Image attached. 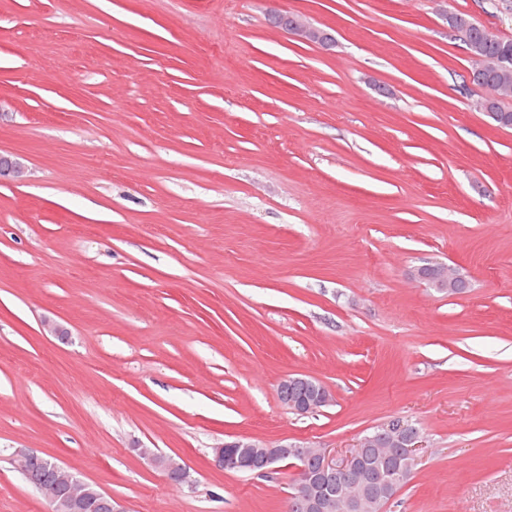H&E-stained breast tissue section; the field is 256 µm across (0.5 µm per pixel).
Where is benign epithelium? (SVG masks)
<instances>
[{"instance_id":"benign-epithelium-1","label":"benign epithelium","mask_w":512,"mask_h":512,"mask_svg":"<svg viewBox=\"0 0 512 512\" xmlns=\"http://www.w3.org/2000/svg\"><path fill=\"white\" fill-rule=\"evenodd\" d=\"M273 27L280 29L296 38L329 47L333 44V36L327 31L314 26L304 16L296 13L278 14L275 16ZM418 275L433 287L450 295H459L464 291L467 280L458 269L442 263L426 265L418 270ZM322 382L307 375L290 376L279 384V391H292L299 387L309 388L314 395H288L282 405L298 414L313 413L330 404L332 394L326 388H321ZM421 429L410 426L402 421H395L385 430L373 437L361 439L357 446L342 457H336L325 448H312L304 442H286L269 446L260 439L250 436H235L212 448L213 464L227 472L251 471L257 462H262L265 471H270L272 461L286 455L301 462L297 466V474L302 478L301 492L293 496L292 506L296 512H324L326 500L316 492V482L322 478L336 476H351L342 497L346 502L356 507L368 489V483L361 475L362 462L367 449L378 448L384 441H392L401 449L403 459L407 464L415 466L418 463L417 451L421 447ZM139 456L152 467L166 475H187L184 465L172 457L158 454L150 448L138 449ZM20 470L27 482L39 491L58 510L60 504H65L70 512H81L85 503L94 498L100 505L106 507V512H125L124 506L112 496L103 492H92L79 480L69 477L62 489L57 490L37 480L32 473V463L35 455L31 451L19 453Z\"/></svg>"}]
</instances>
